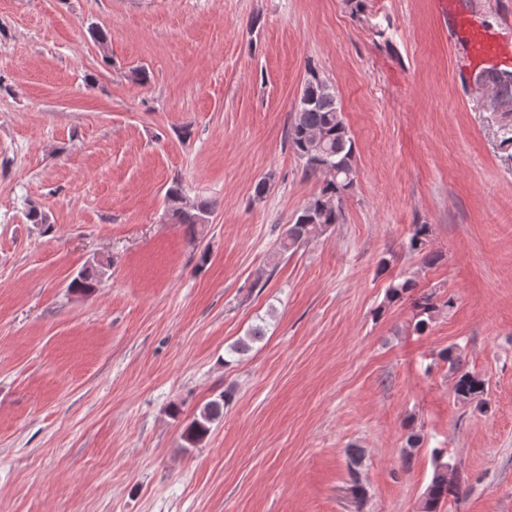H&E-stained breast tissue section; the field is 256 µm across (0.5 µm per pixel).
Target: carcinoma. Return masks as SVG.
<instances>
[{
    "mask_svg": "<svg viewBox=\"0 0 512 512\" xmlns=\"http://www.w3.org/2000/svg\"><path fill=\"white\" fill-rule=\"evenodd\" d=\"M487 73L490 95L500 107L499 147L511 152L512 79L497 78L496 69H489ZM287 141L291 151L303 160L305 174L323 172L330 175V178L325 180L319 193L308 201L288 225L277 244L276 254L280 256L323 234L333 225L342 223L344 198L354 189L359 177L354 142L344 122L336 92L314 69L308 71L294 115L288 124ZM165 196L172 214L179 223L187 226L191 235H196L202 225L209 223V215L214 204L201 201L190 208L183 206V191L178 181L171 182ZM430 236L431 225L415 224L406 242L407 250L422 256L426 264L435 260V257L426 251ZM104 274L105 264H90L79 271L69 287L81 293H88L97 287ZM415 287L416 284L411 279L394 283L387 289L385 302L389 305L398 303ZM450 305L449 300L438 303L432 294H423L415 299V329L419 332L424 331L435 315ZM440 357L448 362L455 375L453 393L456 400L463 403L471 402L487 392L485 378L462 368L461 353L456 347L451 346L443 350ZM232 399L233 391L227 388L208 401L199 414L184 427L181 434L183 447H198L211 433L213 425L223 420L224 408ZM433 456V473L424 492L422 512H438L443 500L450 496H458L463 488L456 467L444 461L445 450L436 448L433 450Z\"/></svg>",
    "mask_w": 512,
    "mask_h": 512,
    "instance_id": "1",
    "label": "carcinoma"
}]
</instances>
